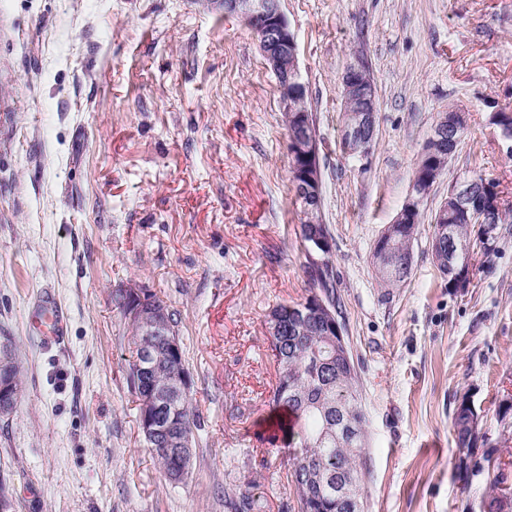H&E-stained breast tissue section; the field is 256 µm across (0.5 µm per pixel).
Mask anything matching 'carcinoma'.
Returning <instances> with one entry per match:
<instances>
[{
	"label": "carcinoma",
	"instance_id": "cac0c4a2",
	"mask_svg": "<svg viewBox=\"0 0 512 512\" xmlns=\"http://www.w3.org/2000/svg\"><path fill=\"white\" fill-rule=\"evenodd\" d=\"M418 223L406 224L403 230L381 245L387 252L382 263H373L383 285L399 287L407 281L405 276H394L389 267L393 261L413 256L412 239ZM448 230L454 244L471 248L474 225L464 214L448 211ZM310 277L319 289L324 307L314 316L303 318L299 307L303 303L281 305L272 310L271 316L284 323V332L276 337L271 347L275 358L278 379L271 392L272 407L295 417L300 425L298 443L289 449L291 482L298 512H347L339 500L338 485L343 479L356 481L355 491H360L366 475L363 448L366 447V415L363 409L359 364L353 355L343 359L336 355L335 337L328 335L330 322L340 318L336 307L334 288L336 271L330 258L320 264H311ZM144 300L163 307L169 318L170 336H134L131 360L126 369L129 392L140 402L153 392L168 387L178 391L171 397L165 413V432L148 442L164 476L172 483L185 480L181 476L183 458L171 448L168 438H180L195 445V431L199 428L189 398L190 375L185 367L182 346H170L169 339H179V319L176 311L156 293L141 288L120 289L115 293L118 308ZM352 414L358 424V439L349 444L343 437L345 414ZM453 428L460 457L473 459L483 437L472 432L467 411L458 406L453 412ZM314 478L312 497L299 494L301 476ZM234 512H255L256 500L247 492L234 487L224 489Z\"/></svg>",
	"mask_w": 512,
	"mask_h": 512
}]
</instances>
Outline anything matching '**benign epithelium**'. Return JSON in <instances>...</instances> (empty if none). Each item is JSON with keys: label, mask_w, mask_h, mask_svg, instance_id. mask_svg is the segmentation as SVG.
I'll list each match as a JSON object with an SVG mask.
<instances>
[{"label": "benign epithelium", "mask_w": 512, "mask_h": 512, "mask_svg": "<svg viewBox=\"0 0 512 512\" xmlns=\"http://www.w3.org/2000/svg\"><path fill=\"white\" fill-rule=\"evenodd\" d=\"M208 8L226 15H238L251 20L258 31L259 47L269 68L278 79V91L283 111L292 112L308 97L307 86L300 79L298 50L295 34L282 12L280 0H205ZM344 102L354 101L356 107L345 114L342 138L347 155L364 158L368 155L377 135V98L373 79L361 64L348 66L342 76ZM465 127V113L458 111L451 116L440 115L433 125L430 141L441 144L444 158L435 159L432 151L423 148L420 154L406 201L394 222L386 227L381 240L394 235L397 225L416 220L424 201L445 171V159L454 156L459 139L448 138V131ZM292 168L298 178L294 180V194L302 211L303 223L307 224L304 235L309 252L317 257L331 253V244L319 229L322 187L318 164L320 143L309 122L298 125L288 144ZM464 213L471 224L485 231L483 239L491 244L496 238L497 217L500 209L497 189L477 188L476 181L464 178L448 187V198L441 201L434 212V238L437 245L448 242V231L442 223L448 218V204ZM451 263L450 284L453 288H465L469 283L470 265L466 253L453 251V259L445 258L439 251L437 263ZM129 323L140 328L146 336H164L168 328L165 311L143 310L132 306L127 310ZM17 392L12 381L0 375V417L11 416L16 408Z\"/></svg>", "instance_id": "benign-epithelium-1"}]
</instances>
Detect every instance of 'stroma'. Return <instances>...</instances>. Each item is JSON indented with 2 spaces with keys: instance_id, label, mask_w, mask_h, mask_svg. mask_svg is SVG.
Returning a JSON list of instances; mask_svg holds the SVG:
<instances>
[{
  "instance_id": "1",
  "label": "stroma",
  "mask_w": 512,
  "mask_h": 512,
  "mask_svg": "<svg viewBox=\"0 0 512 512\" xmlns=\"http://www.w3.org/2000/svg\"><path fill=\"white\" fill-rule=\"evenodd\" d=\"M320 140L336 298L360 366L369 446L363 512H486L512 492V224L450 290L431 217L452 182L483 175L512 205V156L490 116L512 110V0H281ZM374 80L368 158L340 149L342 75ZM467 127L431 191L399 288L372 250L401 210L438 114ZM276 79L242 18L193 0H0V343L23 398L0 419L12 512H297L267 318L304 301L311 259L290 182ZM157 292L177 311L201 421L191 474L161 473L126 384L133 345L112 300ZM52 292L63 346L29 327ZM484 417L462 474L458 398Z\"/></svg>"
}]
</instances>
